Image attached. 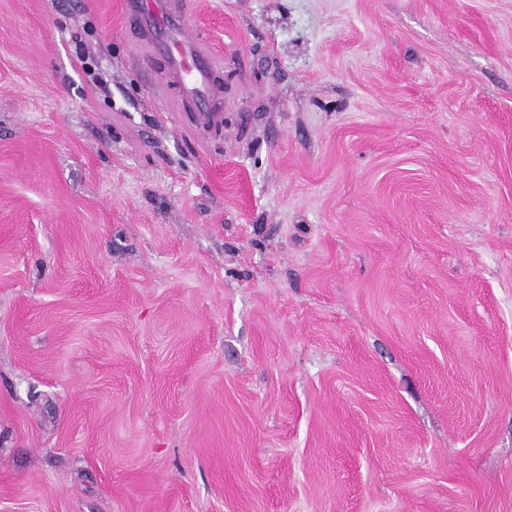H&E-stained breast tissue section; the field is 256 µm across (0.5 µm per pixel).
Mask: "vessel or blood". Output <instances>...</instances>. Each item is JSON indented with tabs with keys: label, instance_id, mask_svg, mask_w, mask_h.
I'll return each instance as SVG.
<instances>
[{
	"label": "vessel or blood",
	"instance_id": "1",
	"mask_svg": "<svg viewBox=\"0 0 512 512\" xmlns=\"http://www.w3.org/2000/svg\"><path fill=\"white\" fill-rule=\"evenodd\" d=\"M126 24L146 53L161 58L169 83L180 85L196 107L191 118L204 128H217L224 114L214 102V58L201 39L189 33L183 0H122Z\"/></svg>",
	"mask_w": 512,
	"mask_h": 512
}]
</instances>
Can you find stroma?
<instances>
[{
  "mask_svg": "<svg viewBox=\"0 0 512 512\" xmlns=\"http://www.w3.org/2000/svg\"><path fill=\"white\" fill-rule=\"evenodd\" d=\"M0 0V512H512V0ZM125 23L152 58L166 66V79L183 88L197 108L191 118L204 128L224 124V113L214 103V58L201 39L189 33L186 2L179 0H123Z\"/></svg>",
  "mask_w": 512,
  "mask_h": 512,
  "instance_id": "stroma-1",
  "label": "stroma"
}]
</instances>
